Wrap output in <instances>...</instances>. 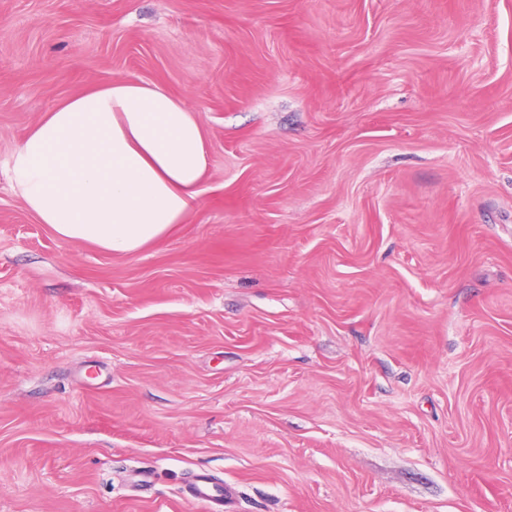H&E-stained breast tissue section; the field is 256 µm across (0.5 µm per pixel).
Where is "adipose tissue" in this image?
I'll return each mask as SVG.
<instances>
[{
    "label": "adipose tissue",
    "mask_w": 512,
    "mask_h": 512,
    "mask_svg": "<svg viewBox=\"0 0 512 512\" xmlns=\"http://www.w3.org/2000/svg\"><path fill=\"white\" fill-rule=\"evenodd\" d=\"M209 164L205 130L184 99L117 80L45 112L0 173L58 238L129 255L200 206Z\"/></svg>",
    "instance_id": "ef3b65f1"
}]
</instances>
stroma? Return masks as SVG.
<instances>
[{"mask_svg":"<svg viewBox=\"0 0 512 512\" xmlns=\"http://www.w3.org/2000/svg\"><path fill=\"white\" fill-rule=\"evenodd\" d=\"M118 79L202 202L117 256L0 177V512H512V0H0V162ZM219 489L205 476H199L193 483L189 497L210 509L215 499L220 497Z\"/></svg>","mask_w":512,"mask_h":512,"instance_id":"1","label":"stroma"}]
</instances>
